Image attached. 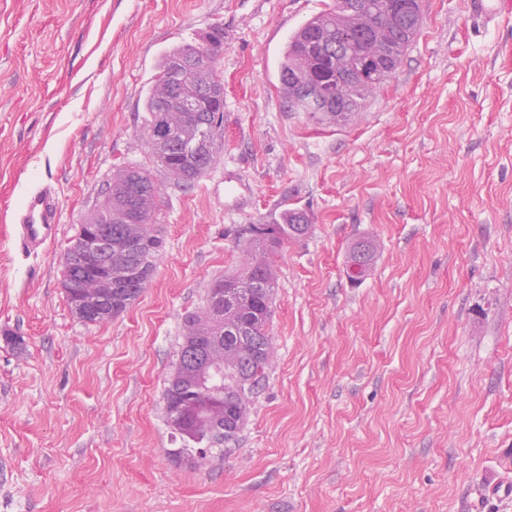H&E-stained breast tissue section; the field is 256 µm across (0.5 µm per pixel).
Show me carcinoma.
Instances as JSON below:
<instances>
[{
    "label": "carcinoma",
    "mask_w": 512,
    "mask_h": 512,
    "mask_svg": "<svg viewBox=\"0 0 512 512\" xmlns=\"http://www.w3.org/2000/svg\"><path fill=\"white\" fill-rule=\"evenodd\" d=\"M364 14L354 12L349 0H336L334 6L309 20L288 37L278 66L285 107L290 112H307L319 122L338 121L359 112L383 87L391 74L383 72L371 83L355 82L345 87L341 96L323 99L316 108L313 100L324 88L325 75L336 73L335 56L317 50L306 51L313 39L324 33L334 34L349 26L372 24L366 39L356 41L353 50L367 55L381 38L399 47L394 68L403 62L408 35L416 36L409 16L401 17L392 27L373 26L370 17L383 0H367ZM224 47V29L214 26L203 45L187 44L167 54L151 80L145 97L146 144L157 165L164 168L182 187L194 185L216 163L223 150L222 127L224 101L212 99L202 112L180 111L177 96L166 93L168 75L174 59L199 56L210 66ZM161 189L152 171L145 166L124 167L113 177L103 200L80 225L112 229V270L124 269L132 276L112 278V315L127 309L142 293L138 279L155 270L161 255L162 239L155 229ZM308 226L306 215L297 210L285 213L281 224H250L239 241L249 256L241 272L226 276L214 287L225 289L227 300L207 297L205 305L184 317L183 336L164 387L166 422L172 424L180 407H199L202 417L215 423L207 433L182 434L185 447L178 453L190 455V445H204L211 455H224L226 446L237 441L253 398L266 381V370L274 354V340L267 326L272 315L276 286L274 256L288 243L302 235ZM368 255L361 277L369 275L375 244L362 239L352 243L348 260ZM208 363L215 375L214 388L201 386L197 360Z\"/></svg>",
    "instance_id": "1"
}]
</instances>
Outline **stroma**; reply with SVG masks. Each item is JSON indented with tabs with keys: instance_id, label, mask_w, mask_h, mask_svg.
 Returning <instances> with one entry per match:
<instances>
[{
	"instance_id": "35a3bbf8",
	"label": "stroma",
	"mask_w": 512,
	"mask_h": 512,
	"mask_svg": "<svg viewBox=\"0 0 512 512\" xmlns=\"http://www.w3.org/2000/svg\"><path fill=\"white\" fill-rule=\"evenodd\" d=\"M334 0H0V512H512V22L422 0L399 71L347 122L287 111L276 63ZM224 29V148L193 187L153 166L144 97ZM152 167L161 258L112 320L71 312L64 254L121 167ZM250 185L224 209V172ZM51 185L55 242L2 213ZM303 211L275 355L237 442L187 465L162 391L183 318L240 232ZM370 275L350 281L352 242ZM375 249V244L371 240L362 239L352 243L349 249L348 263H350V261L352 262L353 260H356L361 254L368 255V259L364 263L362 274H360V269L357 265H351L350 267H348L347 274L348 278L351 281L357 280L360 277V275L361 279L359 281H361L367 275H369L372 269V262L375 254Z\"/></svg>"
}]
</instances>
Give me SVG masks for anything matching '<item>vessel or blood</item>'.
Returning <instances> with one entry per match:
<instances>
[{
	"mask_svg": "<svg viewBox=\"0 0 512 512\" xmlns=\"http://www.w3.org/2000/svg\"><path fill=\"white\" fill-rule=\"evenodd\" d=\"M470 15L483 23H497L512 18V0H467ZM250 199L249 189L236 174H224V207L235 211L245 207ZM17 226L18 247L22 254L31 255L41 251L54 234L60 222V211L56 192L43 186L30 193L21 208L12 216Z\"/></svg>",
	"mask_w": 512,
	"mask_h": 512,
	"instance_id": "1",
	"label": "vessel or blood"
}]
</instances>
